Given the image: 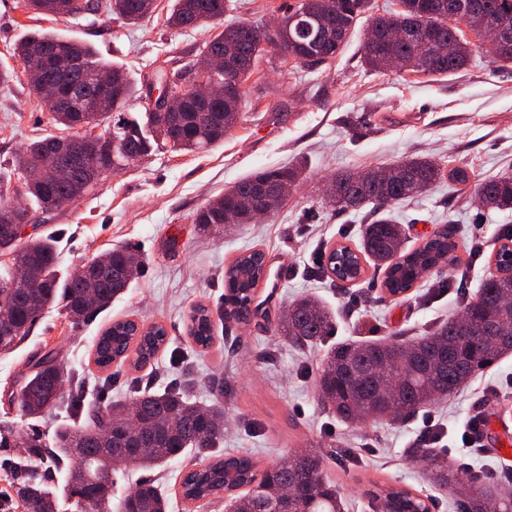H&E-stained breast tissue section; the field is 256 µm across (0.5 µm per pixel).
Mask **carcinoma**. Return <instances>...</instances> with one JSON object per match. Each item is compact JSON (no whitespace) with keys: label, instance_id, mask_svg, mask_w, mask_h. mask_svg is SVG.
<instances>
[{"label":"carcinoma","instance_id":"obj_1","mask_svg":"<svg viewBox=\"0 0 512 512\" xmlns=\"http://www.w3.org/2000/svg\"><path fill=\"white\" fill-rule=\"evenodd\" d=\"M105 12L128 21H139L153 10L154 0H104ZM228 0H175L167 19L174 28L204 24L224 25L203 48L215 55L232 51L224 69V84L231 94L210 99L191 92L182 97L180 111L170 114L145 110L146 123L123 120L133 99H145L125 72L102 61L89 46L49 32H31L13 48L22 62L37 56L41 80L28 83L31 95L45 99L44 86L61 91L75 87L84 105L58 109L48 104L55 124L77 130L98 124L113 112L115 144L99 153L78 152L67 137L49 135L34 139L15 155L12 168L0 172V215L13 207L12 178L21 183L22 193L45 211L61 207L94 190L107 172H118L147 155L162 141L172 151L196 152L224 141L242 116L243 83L251 76L267 48L279 51L291 45L294 59L302 64L313 58L318 63L333 59L348 44L368 0H298L283 15L284 28L273 35L259 25L224 24ZM398 9L368 20L362 44L364 64L378 73L400 70L426 76L457 73L469 64L472 42L457 45L451 54L441 53V44L461 34L458 14L468 0H397ZM481 19L512 31V0H476ZM99 0L76 5L73 0H25L34 13L61 17L97 14ZM480 47L495 61L512 64V44L482 42ZM111 76L106 91L97 88L93 75ZM39 168L41 178L31 186L23 171ZM304 176V165L291 164L260 170L242 178L224 194L203 206L195 216L200 231L218 234L234 224L254 222L264 209L268 195L288 186L296 189ZM466 186V169L449 171L434 158L413 157L386 168H369L336 175L334 193L327 203L336 210L371 204L385 210L403 200L427 192L444 177ZM473 195L488 210H512V176L475 184ZM14 255L28 270L30 280L15 283L0 277V351L12 349L26 336L29 327L47 308L57 304L74 321L91 316L120 296L140 271L134 253L113 247L83 265V274L62 279L57 274L55 237L17 235L16 225L0 219V249ZM457 244L437 235L409 250L401 225L379 216L364 225L360 246H347L353 263L365 256L384 269V288L392 295L410 290L422 273L459 264ZM265 255L254 249L230 264L224 272V312L220 320H248L255 288L263 280ZM189 334L194 343L207 348L213 338L212 313L203 305L192 310ZM331 314L315 299L304 297L286 304L278 317L275 333L293 345L313 346L327 336ZM165 342L160 325L140 327L131 320L112 323L96 344L95 363L106 368L132 359L134 366L147 363ZM512 354V277L502 270L490 273L477 293L463 302L458 314L422 336H397L384 341H355L331 349L317 376L319 395L329 412L347 424L383 418L405 419L434 402L448 397L473 375ZM39 371L32 373L13 393L11 404L20 415L39 418L63 406L82 414L84 381L69 372L56 356L46 353L35 360ZM227 418L224 405L216 401L203 408L185 387L162 393L138 392L132 400L115 402L111 408L56 435L49 448L39 436L27 435L20 444L27 456L13 466V489L23 512H55L46 489L48 475L38 471L51 460L74 462L69 469L68 488L80 512H112L109 493L98 486L127 467L152 469L180 456L186 449L216 448L224 440ZM412 458L428 461L427 476L436 484L455 488L463 498L465 512H512V481L495 484L464 483L452 465L439 464L432 448H412ZM324 457L305 448L290 457L260 468L247 454L211 460L187 473L180 484L182 500L188 504L228 497L235 512H345L340 491L324 474ZM382 512H407L414 496L407 490L380 488L372 492ZM169 499L156 486L142 483L127 494L120 512H168Z\"/></svg>","mask_w":512,"mask_h":512}]
</instances>
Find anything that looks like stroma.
I'll list each match as a JSON object with an SVG mask.
<instances>
[{
    "instance_id": "35a3bbf8",
    "label": "stroma",
    "mask_w": 512,
    "mask_h": 512,
    "mask_svg": "<svg viewBox=\"0 0 512 512\" xmlns=\"http://www.w3.org/2000/svg\"><path fill=\"white\" fill-rule=\"evenodd\" d=\"M296 2L230 0L224 20L268 24ZM173 5L174 0H155L152 14L130 24L94 15L47 17L29 12L24 0H0V62L19 68L11 56L14 44L27 33L52 31L90 45L103 61L123 67L137 88L148 87L160 70L185 76L216 30L167 27ZM366 26L359 20L343 52L318 65L264 55L244 84L239 123L210 150L188 154L162 147L119 173L105 174L90 194L51 213L29 204L38 234L58 240L61 275L116 245L134 248L142 267L109 307L80 322L62 307L45 310L11 353H0V425L9 424L18 436L35 430L49 439L57 427L70 423L61 409L36 421L22 418L11 405V392L30 374L32 357L52 351L68 370L84 375V406L90 410L130 399L138 387L155 392L193 379L196 401L224 404L228 426L221 453H246L264 466L316 448L349 512H376L367 495L375 484L408 489L424 498L430 512H460L454 492L432 484L407 451L416 446L425 419L433 416L443 426L441 458L459 460L461 435L478 399L494 425L483 452L471 459L468 476L491 482L497 472L512 467V456L497 451L500 435L512 430V355L403 423L343 424L316 391L321 360L331 347L355 338L420 336L458 312L462 301L455 287L463 283L477 290L495 271L505 234L512 233V210H483L469 192L443 180L395 205L391 215L403 224L410 249L436 232L450 231L462 260L459 271H433L398 298L385 291L383 272L372 261H365L358 280L346 283L317 261V253L336 246H359L362 228L373 218L368 205L329 208L324 202L328 176L418 155L465 168L477 181L512 175V67L500 66L477 48L464 70L445 77L379 74L362 60ZM64 133L47 104L30 96L24 76L0 84V172L10 169L31 138ZM298 157L307 162L306 178L272 215L218 238L199 231L197 211L225 188ZM477 235L485 249L474 261L468 244ZM252 249L264 251L269 270L254 294L262 314L244 323L217 324L210 347L196 348L188 333L192 307L222 310L224 271ZM305 295L318 296L336 322L315 347L300 350L281 341L273 323L281 305ZM127 319L162 325L167 343L142 369L127 364L99 369L94 363L99 336L113 322ZM203 460L201 452L189 449L161 467L117 474L112 500L120 502L149 480L169 495V512H224L223 501L190 506L177 493L182 476Z\"/></svg>"
}]
</instances>
